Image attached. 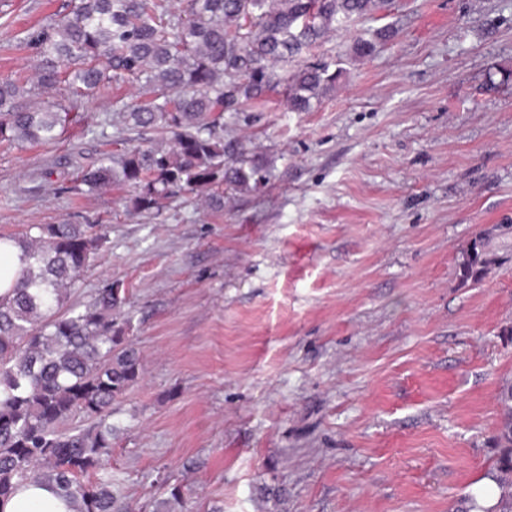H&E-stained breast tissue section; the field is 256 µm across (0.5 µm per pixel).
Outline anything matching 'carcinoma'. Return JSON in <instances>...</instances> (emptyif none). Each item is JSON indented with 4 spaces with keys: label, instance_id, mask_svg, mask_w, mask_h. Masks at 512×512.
<instances>
[{
    "label": "carcinoma",
    "instance_id": "carcinoma-1",
    "mask_svg": "<svg viewBox=\"0 0 512 512\" xmlns=\"http://www.w3.org/2000/svg\"><path fill=\"white\" fill-rule=\"evenodd\" d=\"M392 0H76L35 36L34 82L0 78V141L49 143L80 117L30 105L37 90L67 85L89 95L137 85L140 101L118 99L101 132L103 149L83 166L84 192L128 188L127 208L149 214L182 194L224 204V187L266 181L243 141L224 137V117L262 112L286 94L294 112L336 87L342 60H308L334 26L390 10ZM136 136L130 137L128 133ZM155 134L166 146L140 143ZM21 237V268L0 296V499L24 481L51 485L74 512L121 510L105 456L112 448V405L140 374L125 336V289L108 282L88 301L66 307L81 271L109 241L100 224H34ZM476 240L465 274L484 263ZM495 436L496 504L512 512V403L500 399ZM179 488L155 512H180Z\"/></svg>",
    "mask_w": 512,
    "mask_h": 512
}]
</instances>
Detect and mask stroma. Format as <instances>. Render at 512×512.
Wrapping results in <instances>:
<instances>
[{
	"instance_id": "obj_1",
	"label": "stroma",
	"mask_w": 512,
	"mask_h": 512,
	"mask_svg": "<svg viewBox=\"0 0 512 512\" xmlns=\"http://www.w3.org/2000/svg\"><path fill=\"white\" fill-rule=\"evenodd\" d=\"M72 0H0V77L33 75L32 34ZM394 35L351 57L356 35ZM321 104L280 99L229 135L267 170L224 206L128 214L74 189L114 96L50 145L0 142V233L103 224L71 302L126 290L140 376L114 403L108 469L136 512H458L498 498L500 386L512 381V0H393L335 28ZM51 171L43 180V171ZM485 239L479 280L466 254Z\"/></svg>"
}]
</instances>
